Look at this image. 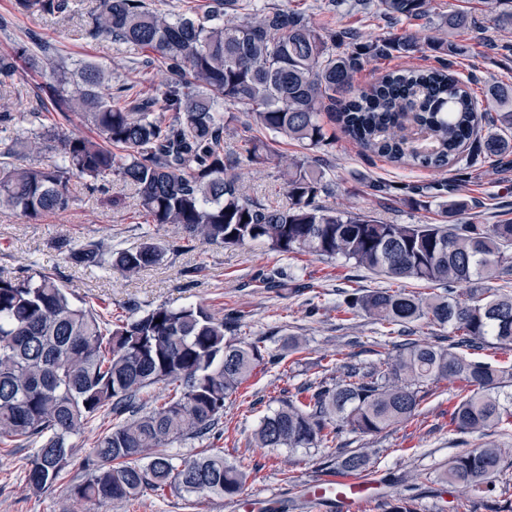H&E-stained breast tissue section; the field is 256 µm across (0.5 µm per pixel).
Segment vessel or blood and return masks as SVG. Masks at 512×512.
<instances>
[{
    "label": "vessel or blood",
    "mask_w": 512,
    "mask_h": 512,
    "mask_svg": "<svg viewBox=\"0 0 512 512\" xmlns=\"http://www.w3.org/2000/svg\"><path fill=\"white\" fill-rule=\"evenodd\" d=\"M309 497L316 503L335 500L337 512H366L374 497V483L363 475L334 470L311 483Z\"/></svg>",
    "instance_id": "vessel-or-blood-1"
}]
</instances>
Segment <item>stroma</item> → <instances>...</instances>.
Listing matches in <instances>:
<instances>
[{"mask_svg":"<svg viewBox=\"0 0 512 512\" xmlns=\"http://www.w3.org/2000/svg\"><path fill=\"white\" fill-rule=\"evenodd\" d=\"M309 13L317 24L333 29L354 28L367 36L402 33L403 25L387 26L369 11L341 6L327 13L323 0H291ZM436 10L460 9L471 14L474 26L458 39L453 70L460 78L477 77L512 84V26L498 22L481 0H433ZM92 0H74V8L62 19L28 17L15 13L13 0H0V15L14 17L10 34L0 33V54L37 33L53 42L73 60H91L111 68L115 77L131 78L142 87L160 81V74L140 70V49L109 40H90L84 35ZM334 136L315 157L329 168V192L321 194L325 205L364 211L394 224H438V206H415L423 196L435 195L445 184L473 201V214L485 224L512 221V154L497 165L477 163L467 175L457 167L443 170L399 167L385 158L369 156L340 131V125L325 119ZM278 159L236 169L243 190L268 206L287 204L281 162L303 158L307 152L296 142L283 140ZM72 208L63 214H48L32 222L8 212L0 213V272L24 275L46 270L57 275L74 294L90 302L104 320L126 312L144 313L159 305L174 308L204 304L217 317H239L235 337L255 342L268 362L261 366L227 400L224 415L207 434L176 443L172 454L189 460L205 453L223 454L229 461H244L248 479L242 497L274 498L277 512H335L311 503L304 491L309 480L335 469L337 460L353 451L366 452L368 475L380 484V493L367 512H391L403 498L411 499L415 512H454L457 492L441 479L450 457L465 452L497 432L482 437L458 433L449 425L457 402L456 387L441 381L430 384V394L421 414L412 422L363 435L342 428L333 447L257 448L252 435L261 420L272 414L284 398L296 397L312 381H339L347 364L370 365L395 358L399 337L387 326L360 314L336 309L339 293L361 288H386L387 277L354 267L344 260H328L308 253L282 255L260 242L239 248L195 244L172 253L180 244L179 233L170 226L145 223L139 199L131 187L112 184L109 193L92 191L82 180L73 181ZM94 238L115 248H133L154 239L170 253L163 261L135 277L108 275L100 269L72 266L61 250L62 242L73 244ZM287 268L298 278L297 287L267 288L263 276ZM301 337L304 352H292L291 337ZM107 413L70 435L72 456L63 484L33 493L25 471L34 454L32 445L0 447V512H87L68 495L67 484L82 479L84 460L92 450L95 435L114 424ZM102 512H240L233 499H196L171 490L147 492L130 502L114 503Z\"/></svg>","mask_w":512,"mask_h":512,"instance_id":"1","label":"stroma"}]
</instances>
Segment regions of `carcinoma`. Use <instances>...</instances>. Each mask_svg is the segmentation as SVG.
Returning <instances> with one entry per match:
<instances>
[{
    "mask_svg": "<svg viewBox=\"0 0 512 512\" xmlns=\"http://www.w3.org/2000/svg\"><path fill=\"white\" fill-rule=\"evenodd\" d=\"M512 25V0H482ZM391 24L430 14L432 0H355ZM71 0H14L29 16H63ZM465 11L440 15L432 34L406 32L362 41L355 29L315 25L303 10L260 7L255 0H210L204 11L171 12L145 0H97L85 34L130 44L144 52L141 65L162 80L150 92L92 61L71 63L53 43L28 36L0 54V86L22 66L41 69L37 99L61 121L46 126L40 113L0 112V209L31 221L63 213L73 203L70 183L90 182L108 192L116 181L132 187L146 223L171 225L188 243L225 248L263 242L278 253L342 258L389 278L417 280L440 291L356 289L336 309L364 314L391 326L426 321L448 327L454 342L441 348L406 338L384 364L345 366L336 383L310 382L301 397L285 400L254 433L259 448H319L336 439V425L376 434L419 414L421 386L440 380L464 385L451 412L459 433L512 429V372L472 356L493 342L512 345V222L464 221L471 206L453 197L441 205L443 224H391L366 213L320 203L330 179L306 159L282 170L288 206L248 197L235 166L278 156V139L307 150L329 145L321 120L339 107L341 131L366 154L404 165L440 170L450 164H493L512 153V86L491 83L485 111L496 112V132L478 136L480 99L448 72L399 69L367 87L355 74L371 61L410 57L427 49L458 51L455 38L472 28ZM243 112L267 133L244 142L230 162L224 133ZM81 115L97 137L71 134L64 123ZM476 142L474 154L463 148ZM53 154L50 164L24 155ZM248 220H243V217ZM67 258L131 277L160 263L166 248L148 239L136 248L107 249L96 239L63 243ZM488 280L499 288H478ZM231 322L201 304L159 305L141 316L106 322L94 306L73 300L70 289L46 271L0 273V444L28 443L35 453L26 482L36 491L64 479L71 456L67 438L103 409L119 422L99 433L85 479L68 486L76 499L97 507L122 503L167 488L199 499L238 496L244 463L212 453L176 463L170 445L210 431L224 403L265 361L255 343L228 337ZM174 384L153 408L139 395L156 384ZM512 442L486 443L448 460L444 482L467 493L491 495ZM147 460L144 465L141 460ZM368 457H343L337 467L361 473Z\"/></svg>",
    "mask_w": 512,
    "mask_h": 512,
    "instance_id": "obj_1",
    "label": "carcinoma"
}]
</instances>
